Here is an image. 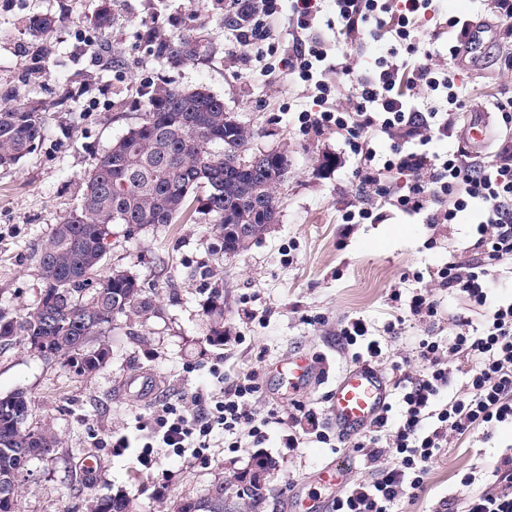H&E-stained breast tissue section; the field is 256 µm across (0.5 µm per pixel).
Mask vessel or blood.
Here are the masks:
<instances>
[{"label": "vessel or blood", "mask_w": 512, "mask_h": 512, "mask_svg": "<svg viewBox=\"0 0 512 512\" xmlns=\"http://www.w3.org/2000/svg\"><path fill=\"white\" fill-rule=\"evenodd\" d=\"M490 26L486 19L470 21L466 35L459 41L457 64L474 62L484 49V35ZM492 131L488 121L477 118L463 128V139L473 149L485 148ZM392 394V387L379 370L361 364L346 371L331 392L329 418L342 437H350L369 426L382 414Z\"/></svg>", "instance_id": "b4317fda"}]
</instances>
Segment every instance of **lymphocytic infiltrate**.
Segmentation results:
<instances>
[{"instance_id":"f902f5d3","label":"lymphocytic infiltrate","mask_w":512,"mask_h":512,"mask_svg":"<svg viewBox=\"0 0 512 512\" xmlns=\"http://www.w3.org/2000/svg\"><path fill=\"white\" fill-rule=\"evenodd\" d=\"M431 8L432 0H405L404 13L397 15L388 0H336L340 32L347 34L364 24L375 35L394 33L397 45L379 59L375 72L359 80L352 112L339 107L310 112L306 124L317 134L332 127L344 132L351 152L370 162L356 172L361 190L391 199L403 212L426 214L431 224H451L470 205H480L475 258L445 264L438 269L436 282L488 312L476 329L470 321H457L447 349H440L433 336L419 339L423 368L415 373L401 370L395 383L400 391L398 409H385L353 444L368 461L379 462L378 475L337 495L333 512H395L402 497L423 491L428 465L447 447L450 435L479 427L489 439L499 428H512V301L487 304V283L494 268L512 262V138H504L489 161L467 158L460 150L445 157L429 152L435 133L454 127L464 107L454 75L438 79L427 67L408 70L402 60L415 51L411 15ZM420 82L445 92L446 111L424 114L408 106L403 88ZM376 125L387 132H404L403 141L392 143L389 158L379 168L372 165L376 152L366 137L367 129ZM392 170L407 178L396 196L384 180ZM448 196L454 203L447 209L442 201ZM468 359L473 365L466 370L462 363ZM462 371L469 374L467 387L453 391ZM259 389V375L250 371L228 382L221 397L210 400L197 392L181 396L178 403L160 404L141 425L152 430L156 447L177 450L187 448L192 437L206 438L217 427L233 434L245 426L258 435L268 423L250 404ZM493 475L495 486L445 500L443 512H512V453L504 455Z\"/></svg>"}]
</instances>
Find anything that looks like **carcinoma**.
Instances as JSON below:
<instances>
[{
    "mask_svg": "<svg viewBox=\"0 0 512 512\" xmlns=\"http://www.w3.org/2000/svg\"><path fill=\"white\" fill-rule=\"evenodd\" d=\"M63 17L40 15L28 21L35 41L49 36ZM100 42L109 38L112 14L103 5L93 19ZM147 41L152 52L172 65L205 51L193 28L175 38ZM44 128L41 108L33 101L0 108V166L18 164L31 154ZM254 133L224 111V102L205 89L169 84L153 89L140 122L116 140L88 171L79 208L57 224L37 252L46 288L39 305L24 316L0 309V345L21 338L47 360H59L80 373L96 370L109 351L103 343L120 317H143L155 303L152 289L134 275H100L113 224L128 232L151 224H173L188 209L192 194L207 188L203 205L213 233L225 240L224 253L236 255L266 234V220L276 212L274 186L260 172L239 168L240 150ZM288 157L267 161L278 182L288 176ZM264 210L265 220L254 215ZM251 225L248 237L233 228ZM212 336L224 341V309L212 304ZM30 400L18 391L0 397V512H16L19 476L33 460L51 457L58 447L49 428L27 425ZM268 487L240 495L238 487L218 482L200 499L178 501L173 512H264ZM95 512H131L122 495L99 499Z\"/></svg>",
    "mask_w": 512,
    "mask_h": 512,
    "instance_id": "carcinoma-1",
    "label": "carcinoma"
}]
</instances>
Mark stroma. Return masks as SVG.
I'll list each match as a JSON object with an SVG mask.
<instances>
[{"label": "stroma", "instance_id": "35a3bbf8", "mask_svg": "<svg viewBox=\"0 0 512 512\" xmlns=\"http://www.w3.org/2000/svg\"><path fill=\"white\" fill-rule=\"evenodd\" d=\"M100 0H0V106L40 102L45 130L38 147L18 165L0 168V309L25 315L40 302L46 283L36 253L55 227L80 204L83 176L116 139L134 126L149 91L168 82L203 88L224 102L225 111L253 132V151L281 149L288 154V176L276 188V224L243 253L226 255L211 232V217L197 191L183 218L153 224L135 235L111 227L103 275L127 271L156 289L155 309L133 321L119 318L105 338L109 355L91 374L78 375L45 361L21 340L0 346V396L25 392L31 400L29 424L51 428L60 440L55 455L31 461L21 480L17 512H94L99 498L121 494L133 512H170L183 498L204 497L217 482L232 483L264 453L276 462L268 476L272 494L266 512H287L290 489L304 484L311 497L329 496L318 479L322 467L351 456L350 445L319 442L302 414L311 408L321 429L333 432L328 399L333 381L353 366L354 350L338 334L362 319L369 338L378 340L376 366L392 376L395 364L417 371V340L432 330L440 345L452 341L457 320L480 325L484 308L459 292L436 287L433 275L449 262L473 255L476 211L459 213L456 223L427 224L359 190L352 176L360 165L342 135L329 129L309 132L304 112L314 111V84L293 72L294 41L319 42L326 54L314 63L331 87L330 103L348 104L360 77L374 68L392 41L374 39L369 28L336 36V4L320 0L309 29L293 26L291 4L281 0L266 20L272 51L243 46L230 0H112V32L104 49L90 55L93 16ZM492 0H434L427 15L416 18L411 66L455 74L468 110L491 105L512 86L504 59L512 41L502 29L488 33V46L471 68L448 56L457 31L449 18L492 19ZM60 15L64 24L46 41L48 57L31 67V38L26 21L35 15ZM165 38L195 28L206 45L196 58L174 66L150 52L146 25ZM373 209L378 218L348 224V212ZM430 290L438 309L433 323L409 316V302ZM224 303L227 343H213L212 299ZM405 317L399 333L386 331ZM312 360L319 377L290 390L280 375L290 358ZM234 379L257 371L262 388L256 410L276 409L278 417L263 434L240 429L236 447L222 430L208 447L185 458L169 448L155 449L156 462L145 468L140 452L147 431L136 418L149 403L123 394L134 375L153 381L154 401L183 393L218 394L214 370ZM152 400V401H153ZM128 438L113 447L112 434ZM512 429L483 440L481 428L450 437L429 467L419 497L402 499L398 512H436L438 502L461 496L460 479L475 474V490L488 487ZM98 458L95 471L84 462Z\"/></svg>", "mask_w": 512, "mask_h": 512}]
</instances>
